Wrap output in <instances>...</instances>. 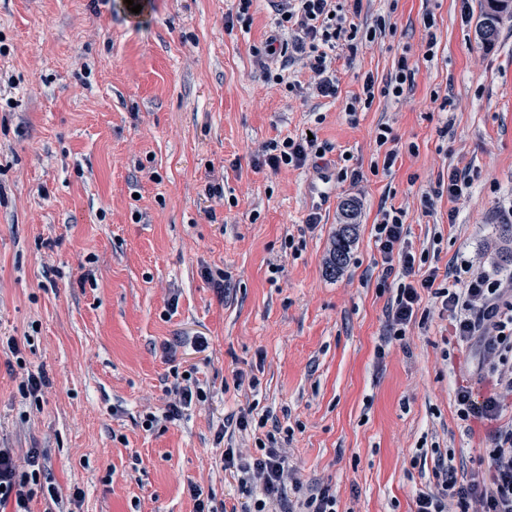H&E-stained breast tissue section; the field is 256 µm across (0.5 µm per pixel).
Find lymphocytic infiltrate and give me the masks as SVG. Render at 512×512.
I'll use <instances>...</instances> for the list:
<instances>
[{
  "label": "lymphocytic infiltrate",
  "mask_w": 512,
  "mask_h": 512,
  "mask_svg": "<svg viewBox=\"0 0 512 512\" xmlns=\"http://www.w3.org/2000/svg\"><path fill=\"white\" fill-rule=\"evenodd\" d=\"M336 0H287L278 10L275 31L267 41V55L299 54L312 74L317 95L335 97L336 76L330 53L337 42L357 52V25H346ZM326 146L308 138L271 141L262 149L263 163L271 169L298 168L309 154L324 156ZM406 214L385 209L374 226L381 257L382 281H390L396 294L387 307L384 336H405L420 306L422 293L433 295L450 318V339L458 348L478 346L489 387L476 395L470 385L456 390L457 415L465 424L487 426L489 446L485 466L470 479H458L453 455L439 457L434 489L421 492L417 512H512V416L504 400L512 396V285L474 271L470 260L457 263L446 281L437 269H422V261L406 243ZM173 397L162 415H147L142 426L153 430L159 422L178 421L193 401L207 398L197 379L187 376L175 383ZM257 452L246 455L228 448L221 455L224 468L250 504L244 512H337L330 487L305 486L290 464L274 433L257 439ZM47 452L29 449L17 460L13 449L0 448V512H29L37 493Z\"/></svg>",
  "instance_id": "lymphocytic-infiltrate-1"
}]
</instances>
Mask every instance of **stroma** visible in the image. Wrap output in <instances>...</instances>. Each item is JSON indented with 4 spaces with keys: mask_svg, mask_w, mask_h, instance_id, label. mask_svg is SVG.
<instances>
[{
    "mask_svg": "<svg viewBox=\"0 0 512 512\" xmlns=\"http://www.w3.org/2000/svg\"><path fill=\"white\" fill-rule=\"evenodd\" d=\"M340 2L359 30L386 29L357 53L337 46V92L322 98L303 60L283 86L257 63L275 0H254L247 31L224 26L237 0H144L137 14L126 0H0V448L48 451L30 512H193V485L242 506L220 457L256 451L254 431L223 429L243 410L268 416L338 512H415L446 451L459 476L478 470L486 430L467 434L455 401L479 385L477 358L444 359L448 316L428 293L405 337L384 340L392 292L373 226L402 209L439 275L461 256L497 268V227L512 224V15L486 43L483 0ZM403 55L413 88L350 110ZM381 125L399 140L387 171ZM309 132L324 157L260 164L270 141ZM344 166L358 182L338 179ZM454 168L465 197L424 207ZM213 178L223 199L205 191ZM348 199L355 240L331 275ZM208 269L231 273L226 297ZM11 339L51 380L39 400L19 392ZM177 370L196 371L207 400L145 430ZM238 371L258 386H234Z\"/></svg>",
    "mask_w": 512,
    "mask_h": 512,
    "instance_id": "35a3bbf8",
    "label": "stroma"
}]
</instances>
